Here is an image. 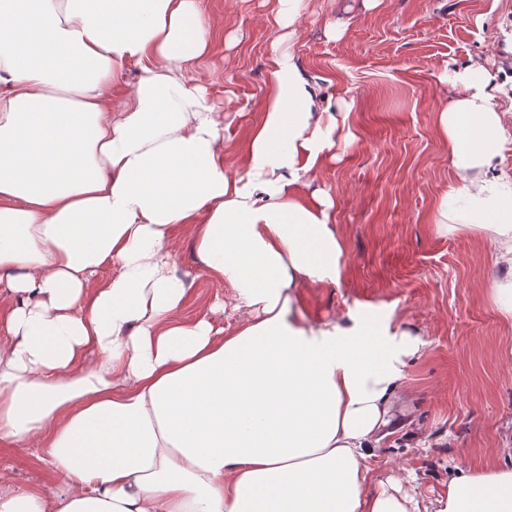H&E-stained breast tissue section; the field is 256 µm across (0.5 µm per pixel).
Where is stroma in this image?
<instances>
[{
  "mask_svg": "<svg viewBox=\"0 0 512 512\" xmlns=\"http://www.w3.org/2000/svg\"><path fill=\"white\" fill-rule=\"evenodd\" d=\"M199 6L218 31L195 76L226 113L232 141L261 119L278 52L292 55L331 112L349 114L315 182L335 200L340 273L303 281L292 311L312 325L361 318L378 340L388 330L421 339L405 360L399 423L370 461L369 492L398 487L424 507L446 493L457 463L512 464V327L489 279L493 249L434 221L452 183L434 114L471 63L512 76L503 37L512 0H307L290 28L276 0ZM175 260L197 276L183 318L227 298L229 288L200 275L186 240Z\"/></svg>",
  "mask_w": 512,
  "mask_h": 512,
  "instance_id": "35a3bbf8",
  "label": "stroma"
}]
</instances>
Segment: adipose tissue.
<instances>
[{
    "instance_id": "1",
    "label": "adipose tissue",
    "mask_w": 512,
    "mask_h": 512,
    "mask_svg": "<svg viewBox=\"0 0 512 512\" xmlns=\"http://www.w3.org/2000/svg\"><path fill=\"white\" fill-rule=\"evenodd\" d=\"M213 30L198 0H0V443L44 465L0 473V512H419L367 490L417 339L291 316L340 269L333 201L309 189L336 117L281 54L228 145L187 77ZM489 82L467 66L435 116L454 180L435 221L490 241L512 324V131ZM178 234L233 326L181 318ZM430 512H512V467L461 470Z\"/></svg>"
}]
</instances>
